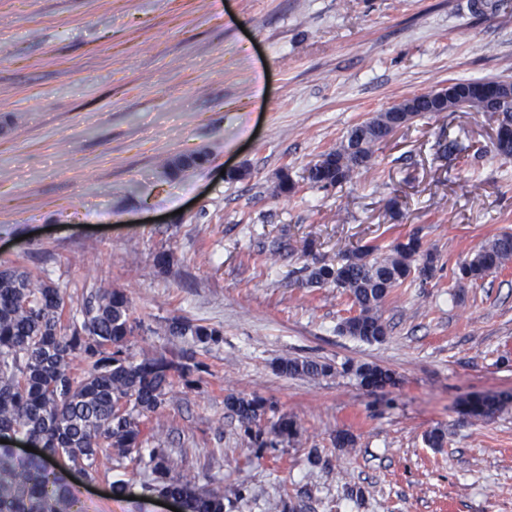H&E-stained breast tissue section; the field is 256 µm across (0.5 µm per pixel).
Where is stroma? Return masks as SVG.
Returning <instances> with one entry per match:
<instances>
[{"label": "stroma", "mask_w": 512, "mask_h": 512, "mask_svg": "<svg viewBox=\"0 0 512 512\" xmlns=\"http://www.w3.org/2000/svg\"><path fill=\"white\" fill-rule=\"evenodd\" d=\"M512 79V0H0V266L47 276L80 305L119 289L136 357L178 352L156 330H220L201 387L176 383L160 433L176 470L224 487V512H512V263L457 286L459 261L512 233V160L491 112H436L375 148L370 172L327 189L307 169L405 97L458 80ZM456 136L466 150L437 158ZM207 162L170 176L166 161ZM247 170L242 179L230 171ZM297 190L277 194L281 175ZM417 234L428 282L384 303L368 344L338 331L351 306L311 268ZM278 257H271L273 248ZM167 251L170 266L155 257ZM333 365L282 376V358ZM397 385L366 389L344 364ZM258 394L300 428L250 450L227 394ZM473 395L505 400L470 420ZM442 428L443 447L425 434ZM351 434L350 448L334 445ZM116 463L73 478L85 512H169L113 498ZM364 493L362 503L350 489Z\"/></svg>", "instance_id": "stroma-1"}]
</instances>
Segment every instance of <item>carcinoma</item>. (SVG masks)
Wrapping results in <instances>:
<instances>
[{
    "label": "carcinoma",
    "instance_id": "1",
    "mask_svg": "<svg viewBox=\"0 0 512 512\" xmlns=\"http://www.w3.org/2000/svg\"><path fill=\"white\" fill-rule=\"evenodd\" d=\"M486 86L483 80L457 83L468 93L469 110L492 108L498 113V128L508 135L498 138L494 148L511 159L512 100L486 95ZM437 111L435 99L415 94L399 111L377 113L352 127L339 147L321 154L308 169L307 181L335 187L371 170L375 146L386 140L394 122ZM206 160V154L197 153L169 161L166 167L177 175ZM375 251H351L337 262L313 267L307 276L310 287L333 285L342 290L356 313L341 322L339 331L366 343L380 342L387 334L380 308L390 292L409 279H431L437 261L414 234L392 243L384 256ZM511 260L512 235H498L457 264L456 283L482 281ZM135 326L128 300L118 289H92L75 311L61 289L42 276L18 267L0 269V434L32 440L42 448L39 457L20 458L12 444L0 443V512H83L66 474L76 470L93 481L102 462L130 456L143 464V494L179 498L188 512H224L223 485L200 487L194 476H172L174 460L167 448L150 449L146 461L140 455L144 419L164 408L176 381L198 386L208 369L192 352L183 353L178 362L163 352L136 359L129 348ZM157 335L202 345L220 340L217 330L179 317L166 321ZM76 358L81 359L78 367ZM278 371L315 379L330 375L332 367L283 358ZM355 374L366 388L394 384L393 373L377 365H361ZM225 406L237 418L247 443L265 447L260 421L267 400L231 394ZM502 406L499 400L476 397L466 402L464 414L489 418ZM272 432L288 438L296 434L297 424L283 415Z\"/></svg>",
    "mask_w": 512,
    "mask_h": 512
}]
</instances>
